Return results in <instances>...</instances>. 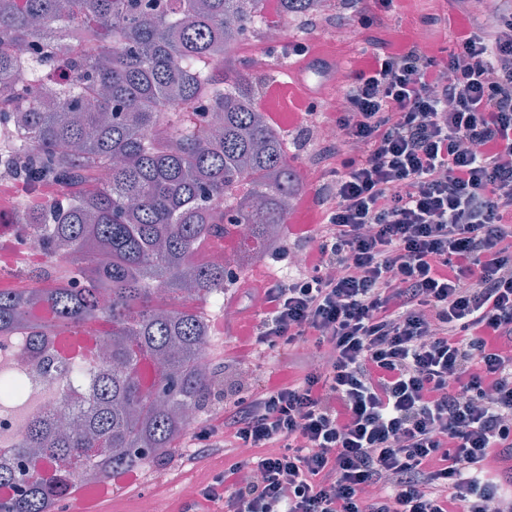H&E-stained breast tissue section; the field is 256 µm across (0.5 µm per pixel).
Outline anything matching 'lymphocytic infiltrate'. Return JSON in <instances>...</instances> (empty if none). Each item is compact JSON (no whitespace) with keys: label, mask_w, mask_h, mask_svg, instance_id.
<instances>
[{"label":"lymphocytic infiltrate","mask_w":512,"mask_h":512,"mask_svg":"<svg viewBox=\"0 0 512 512\" xmlns=\"http://www.w3.org/2000/svg\"><path fill=\"white\" fill-rule=\"evenodd\" d=\"M399 6L360 0L304 263L245 282L242 345L313 352L196 434L249 451L202 492L224 512H512V0L464 10L443 60L385 38Z\"/></svg>","instance_id":"lymphocytic-infiltrate-1"}]
</instances>
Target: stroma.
<instances>
[{
	"mask_svg": "<svg viewBox=\"0 0 512 512\" xmlns=\"http://www.w3.org/2000/svg\"><path fill=\"white\" fill-rule=\"evenodd\" d=\"M438 0H404L400 14L396 15L388 31L390 37H409L432 55H439L441 48L447 47L448 39L443 31L419 24L420 15L434 12ZM357 0H327L325 10L319 17H299L284 19L280 14H268L270 23H287L288 40L300 42L311 48L313 53L336 60L342 72H349L361 62L360 48L363 34L358 22ZM318 141L311 127L291 130L288 137V160L301 173V192L314 196L318 187L312 170L315 162ZM311 214L299 210L289 215L283 226L282 235L275 246L261 251H248L247 264L242 274H249L258 268L279 270V257L284 252H294L300 247L296 239L302 224L308 223ZM224 303L236 308L238 318L225 322L211 318L210 356L213 364L214 384L212 396L205 411L200 412L194 425L195 430H203L209 421L211 411L222 407L231 397V385L238 371L237 358L242 353L239 345V328L244 321L259 322L261 310L255 309L245 289L228 287L224 292ZM184 454L182 445H175L158 461L142 465L138 473V483H129L127 478L112 480V492L97 503V512H140L144 499L155 497L164 499L169 512H181L182 508L193 507L194 499L183 497L182 488L194 484L204 488L213 482L223 471V457H206L190 470L181 468L180 459Z\"/></svg>",
	"mask_w": 512,
	"mask_h": 512,
	"instance_id": "stroma-1",
	"label": "stroma"
}]
</instances>
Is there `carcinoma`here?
<instances>
[{
  "label": "carcinoma",
  "instance_id": "1",
  "mask_svg": "<svg viewBox=\"0 0 512 512\" xmlns=\"http://www.w3.org/2000/svg\"><path fill=\"white\" fill-rule=\"evenodd\" d=\"M315 0H279L285 15ZM267 26L265 0H0V164L31 201L48 288H0V340L31 351L110 323L106 359L64 358L66 394L27 420L3 452L0 512H54L59 497L159 458L201 410L211 374L195 366L210 330L194 301L220 303L226 269L199 246L238 235L255 249L286 223L300 185L280 130L257 106L265 75L232 50ZM33 47L48 83L17 57ZM110 171L108 181L96 172ZM162 372L145 384L142 362ZM20 376L0 375V407Z\"/></svg>",
  "mask_w": 512,
  "mask_h": 512
}]
</instances>
